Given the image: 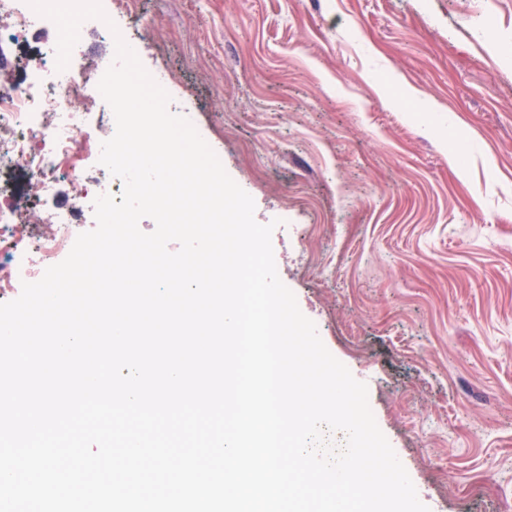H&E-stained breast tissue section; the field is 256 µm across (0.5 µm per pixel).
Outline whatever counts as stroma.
Returning <instances> with one entry per match:
<instances>
[{
  "label": "stroma",
  "instance_id": "obj_1",
  "mask_svg": "<svg viewBox=\"0 0 512 512\" xmlns=\"http://www.w3.org/2000/svg\"><path fill=\"white\" fill-rule=\"evenodd\" d=\"M430 512H512V0H136ZM0 46V84L56 41ZM437 109L423 112L420 99Z\"/></svg>",
  "mask_w": 512,
  "mask_h": 512
}]
</instances>
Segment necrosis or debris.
Masks as SVG:
<instances>
[{"mask_svg":"<svg viewBox=\"0 0 512 512\" xmlns=\"http://www.w3.org/2000/svg\"><path fill=\"white\" fill-rule=\"evenodd\" d=\"M50 25L25 0H0L1 43L24 44ZM55 59L54 46H44L19 81L0 85V172L27 170L38 200L67 184L72 205L64 214H44L35 228L29 210L4 203L0 189V288L29 277L31 264L50 266L70 249L87 229L86 203L112 191L111 179L97 163L100 118L82 105L105 67H70L60 73Z\"/></svg>","mask_w":512,"mask_h":512,"instance_id":"1","label":"necrosis or debris"}]
</instances>
